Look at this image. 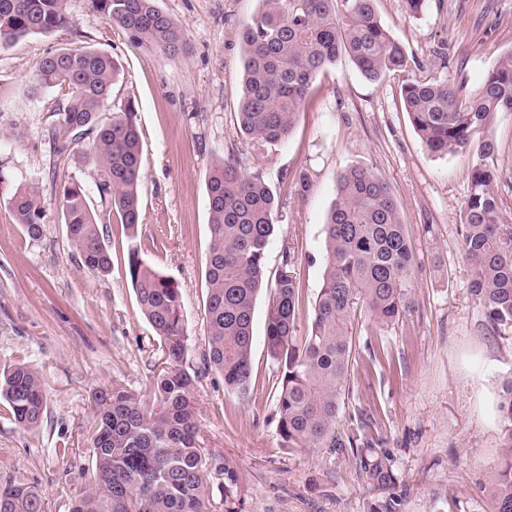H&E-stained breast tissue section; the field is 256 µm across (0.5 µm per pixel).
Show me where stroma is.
<instances>
[{
    "instance_id": "35a3bbf8",
    "label": "stroma",
    "mask_w": 512,
    "mask_h": 512,
    "mask_svg": "<svg viewBox=\"0 0 512 512\" xmlns=\"http://www.w3.org/2000/svg\"><path fill=\"white\" fill-rule=\"evenodd\" d=\"M186 32V53L165 58L131 43L90 0H68L71 24L0 47V364L27 362L43 374L46 409L25 431L0 405V482H22L46 498L47 512H70L92 475L87 439L94 389L120 381L150 396L162 367L161 342L139 314L122 253L103 276L90 273L58 222L51 185L87 169V143L48 165L45 134L55 115L26 84L39 60L68 46H91L117 65L112 108L134 102L142 145L139 238L144 254L180 286L187 335L183 368L194 379L200 446L209 459L216 512H496L489 489L501 458L497 406L512 376V328L494 329L473 295L462 249V210L472 151L431 153L401 98L402 74L366 80L347 58L322 73L284 140L254 151L235 131L242 97L244 22L258 0H156ZM381 22L409 55L412 76L448 77L475 90L488 68L512 53V0H427L408 16L403 0H377ZM495 190L512 224V113L489 129ZM235 154L279 201L266 265L295 253L305 334L322 286L325 222L339 174L364 167L388 181L415 257L411 316L378 328L352 321L345 400L336 431L369 417L368 442L355 451H290L278 434L277 368L267 356L270 292L254 314L253 380L247 397L226 392L204 364L205 265L210 246L207 179ZM305 170L307 192L284 181ZM37 185L46 223L30 239L11 196ZM68 446L65 458L54 450ZM391 471L370 483L364 462Z\"/></svg>"
}]
</instances>
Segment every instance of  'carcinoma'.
<instances>
[{
	"mask_svg": "<svg viewBox=\"0 0 512 512\" xmlns=\"http://www.w3.org/2000/svg\"><path fill=\"white\" fill-rule=\"evenodd\" d=\"M131 41L173 58L187 48L184 30L156 0H91ZM243 25L242 98L238 132L252 145L286 138L317 76L348 58L370 81L409 70V56L380 21L376 0H259ZM69 24L67 0H0V46L49 34ZM116 65L90 47H63L42 57L28 92L46 91L57 115L48 129L52 165L91 141L93 183L101 209L91 204L75 175L52 185L67 240L92 274L112 264L99 225L115 219L124 230L121 248L140 314L160 339L164 367L145 400L114 380L95 390L90 438L93 481L72 502V512H212L209 467L200 443L193 379L181 368L186 327L182 295L174 279L142 256L138 242L142 148L133 102L109 117ZM401 97L426 147L436 155L474 148L470 194L463 209V249L471 288L495 326L512 327V226L502 224L494 144L489 128L500 112H512V54L498 60L480 86L463 95L448 77H406ZM211 243L205 270V364L219 372L224 389L244 397L253 378V317L257 297L273 293L266 320L267 355L276 364L279 435L289 449H354L359 433H336V418L349 375L351 317L364 309L389 326L414 308L413 255L399 207L387 181L361 166L337 179L336 199L325 222V271L308 333L297 335L302 288L286 248L281 270L267 279L265 256L276 231L275 194L258 173H244L235 155L207 180ZM16 223L33 240L42 237L44 211L36 186L10 199ZM498 410L503 456L490 494L497 512H512V381ZM0 402L25 430L40 426L44 378L35 367H0ZM370 480H391L380 462L366 463ZM0 512H45L35 489L0 484Z\"/></svg>",
	"mask_w": 512,
	"mask_h": 512,
	"instance_id": "carcinoma-1",
	"label": "carcinoma"
}]
</instances>
